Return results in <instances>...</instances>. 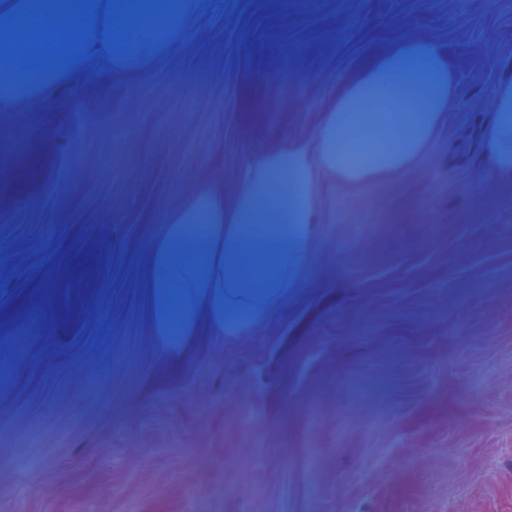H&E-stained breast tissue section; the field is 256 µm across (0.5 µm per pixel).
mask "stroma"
I'll list each match as a JSON object with an SVG mask.
<instances>
[{
	"instance_id": "stroma-1",
	"label": "stroma",
	"mask_w": 512,
	"mask_h": 512,
	"mask_svg": "<svg viewBox=\"0 0 512 512\" xmlns=\"http://www.w3.org/2000/svg\"><path fill=\"white\" fill-rule=\"evenodd\" d=\"M410 35L456 77L424 153L329 187L253 333L162 349L140 278L167 210L205 176L232 199ZM184 42L0 112V512H512V187L481 138L512 0H205Z\"/></svg>"
}]
</instances>
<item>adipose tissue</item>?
<instances>
[{"label": "adipose tissue", "mask_w": 512, "mask_h": 512, "mask_svg": "<svg viewBox=\"0 0 512 512\" xmlns=\"http://www.w3.org/2000/svg\"><path fill=\"white\" fill-rule=\"evenodd\" d=\"M203 8L202 0H0V112L50 102L94 59L146 75L158 55L183 45ZM455 97L447 56L403 38L338 93L313 138L249 159L232 201L223 183L201 180L168 213L141 278L159 344L183 351L205 328L229 338L253 331L297 286L326 187L403 172ZM482 141L486 168L512 184V81L498 86Z\"/></svg>", "instance_id": "1"}]
</instances>
